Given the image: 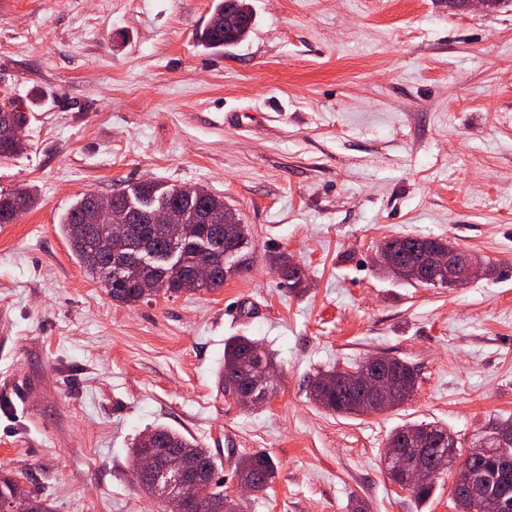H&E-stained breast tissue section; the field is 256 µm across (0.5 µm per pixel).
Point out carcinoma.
<instances>
[{"label":"carcinoma","mask_w":512,"mask_h":512,"mask_svg":"<svg viewBox=\"0 0 512 512\" xmlns=\"http://www.w3.org/2000/svg\"><path fill=\"white\" fill-rule=\"evenodd\" d=\"M212 19L198 36L199 43L208 50L221 51L244 41L255 25V13L249 0H221L215 7ZM90 197L85 194L74 202L59 223L61 233L67 240L72 255L79 266L97 279L106 288L112 300L126 306L143 301L138 283L141 277H149L159 284L158 292L170 297L189 291L187 285L200 268L209 270L208 281L199 284L197 292H213L224 286L231 276L247 272L241 252L248 243L246 224H227L220 241L211 239L207 225L196 223L198 214L205 212L215 216L224 215V199L211 195L199 198L181 186H164L151 180L142 181L128 190L112 194L115 208L112 221L123 219V210L139 209L152 211L166 206H177L184 212V223L196 225V232L183 235L176 227L161 224H131L123 239L112 238L111 225L95 223L90 210ZM34 198L23 188L9 192L0 191V224H12L33 205ZM453 245L436 237H395L384 242L381 251L388 253L391 263L380 261L385 273L413 282L408 274L398 269L409 270L423 255L446 252ZM272 267L280 272L282 279L292 291L305 287L306 274L300 264L284 251L268 257ZM384 367L396 378L397 405H402L414 394L418 381L417 370L407 361L395 356H382ZM257 366L274 372V362L263 345L247 336H235L224 343V367L222 385L247 387L252 393L253 403L262 405L275 393V380L260 382L249 378ZM333 380V387L325 386L326 379ZM309 398L321 408L343 416L368 415L376 412L370 398L351 391L344 374L334 369L321 374L312 381ZM411 427L428 432L432 441L427 445L424 462L435 474L427 486L412 491L413 497L425 502L433 494L435 481L440 478L438 467L448 449L457 447V441L447 428L436 422L422 421ZM512 431V420L499 421L486 431L483 443L487 454L473 462V468L488 483L489 493L497 495L512 512V474L505 476L497 468L498 457L507 452L512 455V444L501 447L499 435L504 430ZM154 447L183 448L201 471V481L195 493L224 504V512H244L247 497H229L215 481L216 464L211 452L191 442L185 436L165 427L150 431ZM277 464L263 453L248 455L239 460L236 467L238 483L249 487V492L265 491L276 478ZM457 512H483L482 502L470 499L462 493L451 492ZM31 496L41 505V512H52V505L27 486L18 473L7 468L0 469V512H8L18 498Z\"/></svg>","instance_id":"1"}]
</instances>
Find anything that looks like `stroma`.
Masks as SVG:
<instances>
[{"mask_svg":"<svg viewBox=\"0 0 512 512\" xmlns=\"http://www.w3.org/2000/svg\"><path fill=\"white\" fill-rule=\"evenodd\" d=\"M221 53L196 35L213 0H0V98L28 116L0 190V465L53 512H157L129 448L163 425L209 448L216 478L264 452L278 476L247 512H456L452 474L418 502L388 479L391 433L437 422L467 456L512 417V9L440 0H252ZM203 187L249 229L247 273L215 292L128 307L75 262L59 219L140 181ZM430 236L487 272L446 288L379 267ZM306 270L303 291L271 268ZM262 340L277 391L224 396V342ZM376 354L418 373L411 400L341 416L318 373ZM29 191L18 188L9 192L0 191V224H12L33 205ZM272 267L280 272L282 279L292 291L305 288L306 274L300 264L293 262V259L284 251L274 252L268 257Z\"/></svg>","mask_w":512,"mask_h":512,"instance_id":"35a3bbf8","label":"stroma"}]
</instances>
